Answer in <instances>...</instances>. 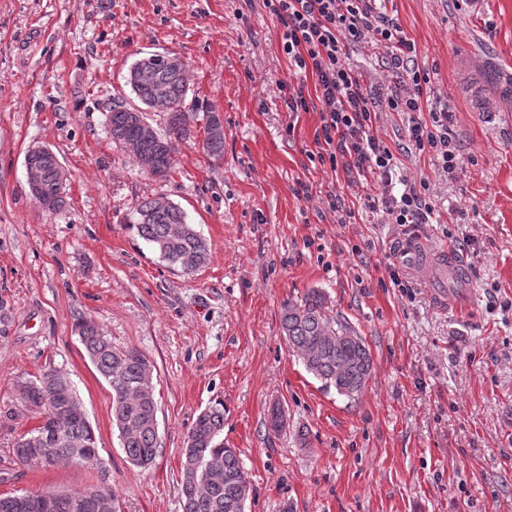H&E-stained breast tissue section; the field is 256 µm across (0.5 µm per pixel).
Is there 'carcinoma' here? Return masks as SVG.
Wrapping results in <instances>:
<instances>
[{"instance_id": "obj_1", "label": "carcinoma", "mask_w": 512, "mask_h": 512, "mask_svg": "<svg viewBox=\"0 0 512 512\" xmlns=\"http://www.w3.org/2000/svg\"><path fill=\"white\" fill-rule=\"evenodd\" d=\"M126 85L142 107L112 101L107 121L112 141L124 146L156 177L168 175L174 163L175 143L192 135L185 119L174 112L184 105L188 78L183 62L176 64L160 53L137 59L129 68ZM167 114L168 129L160 133L143 112ZM203 150L215 160L224 154V134L211 113L205 116ZM66 180L55 166L41 168L40 205L50 202L54 211L65 205ZM129 225L147 241L169 267L190 274L204 267L210 247L184 211L164 197L140 202L128 217ZM281 328L292 351L306 371L337 394L356 399L372 374V358L365 340L346 320L330 319L326 297L311 289L284 305ZM88 358L112 388V421L131 462L150 465L157 453V405L154 366L136 349L120 350L97 322L79 316L74 323ZM20 399L40 415L38 427L22 434L12 448L14 461L44 466L80 464L105 469L94 430L84 414L76 412L80 400L72 384L54 370L39 378L17 383ZM54 435L44 453L37 439ZM224 402L216 400L196 418L188 432L182 459L183 512H245L250 482L236 449L224 446ZM53 497L52 512H102L100 500L115 502L107 484L73 493L45 490L33 496ZM0 512H37L27 498L0 496Z\"/></svg>"}]
</instances>
